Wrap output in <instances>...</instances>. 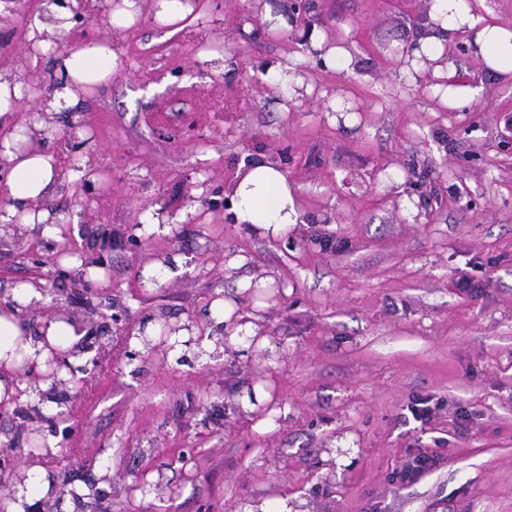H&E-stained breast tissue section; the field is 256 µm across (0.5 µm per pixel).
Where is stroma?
<instances>
[{
  "label": "stroma",
  "mask_w": 512,
  "mask_h": 512,
  "mask_svg": "<svg viewBox=\"0 0 512 512\" xmlns=\"http://www.w3.org/2000/svg\"><path fill=\"white\" fill-rule=\"evenodd\" d=\"M426 7L312 0L272 36L257 0H204L191 21L146 10L113 32L119 72L81 107L99 191L85 208L73 182L42 200L78 222L61 239L23 225L0 238V294L62 255L92 256L108 285L57 282L85 325L118 308L204 327L221 299L261 341L203 368L105 356L80 392L59 390L67 432L18 406L1 441L53 439V482L110 466L116 510L512 512V81L459 38L448 61L481 95L451 110L408 79ZM309 27L349 49L355 73L324 65L300 40ZM284 55L313 87L302 103L255 81ZM260 155L300 213L279 237L235 223L224 194ZM155 208L177 240H141ZM174 248L182 274L142 287L137 262ZM419 403L430 418H414ZM424 452L434 467L401 479ZM136 473L169 488L129 495Z\"/></svg>",
  "instance_id": "stroma-1"
}]
</instances>
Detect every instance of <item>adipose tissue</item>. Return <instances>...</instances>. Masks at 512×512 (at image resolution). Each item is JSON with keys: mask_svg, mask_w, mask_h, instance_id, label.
I'll return each mask as SVG.
<instances>
[{"mask_svg": "<svg viewBox=\"0 0 512 512\" xmlns=\"http://www.w3.org/2000/svg\"><path fill=\"white\" fill-rule=\"evenodd\" d=\"M463 38L471 55L479 59L484 70L500 80H512V28L487 21L476 15L468 0H428V9L420 36L411 44L415 73L430 72L432 89L443 105L455 108L473 97L475 87L458 80L455 68L442 64L444 45L449 35ZM62 64L74 84H97L106 81L116 67V58L103 46L79 47L64 57ZM19 82L11 70H0V125L12 127L0 155L11 162L6 183L8 211L19 215L32 233L60 238L68 220L35 210L34 204L51 194L59 183L55 153L18 150V143L28 142L32 130L42 129L43 121L32 125L13 123L10 104L12 88ZM226 194L236 223L248 224L274 236L285 233L298 220V212L288 179L273 161L259 157L241 165ZM13 305L0 306V405L13 408L21 389V379L30 375L41 390H48L45 379L50 362L64 354L81 335L75 325L52 320L29 332L22 313L43 296L35 284L24 283L12 291Z\"/></svg>", "mask_w": 512, "mask_h": 512, "instance_id": "ef3b65f1", "label": "adipose tissue"}]
</instances>
